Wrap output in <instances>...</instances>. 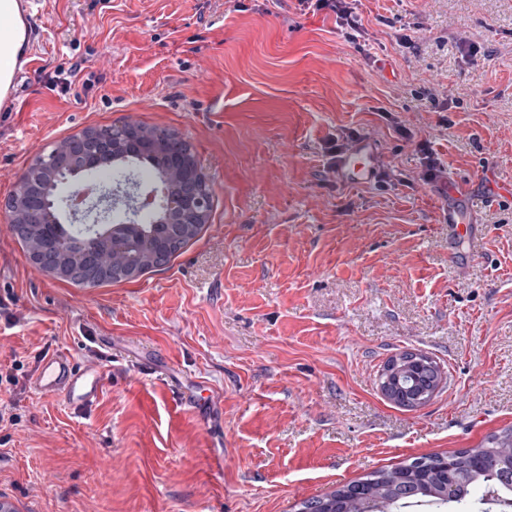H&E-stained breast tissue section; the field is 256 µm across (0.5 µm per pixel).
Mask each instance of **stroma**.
I'll return each instance as SVG.
<instances>
[{
    "instance_id": "stroma-1",
    "label": "stroma",
    "mask_w": 512,
    "mask_h": 512,
    "mask_svg": "<svg viewBox=\"0 0 512 512\" xmlns=\"http://www.w3.org/2000/svg\"><path fill=\"white\" fill-rule=\"evenodd\" d=\"M43 4L37 66L0 113V201L55 143L128 121L190 142L213 211L168 265L94 288L30 262L0 211V406L17 419L0 493L36 512H299L512 429V0H359L362 48L296 0ZM349 131L385 176L327 171L324 141ZM421 141L448 193L422 179ZM451 209L484 230L480 256L449 240ZM49 349L111 357L92 409L30 389ZM404 351L443 371L414 410L378 386ZM200 380L216 418L181 404Z\"/></svg>"
}]
</instances>
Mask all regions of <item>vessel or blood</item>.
Listing matches in <instances>:
<instances>
[{
	"instance_id": "vessel-or-blood-1",
	"label": "vessel or blood",
	"mask_w": 512,
	"mask_h": 512,
	"mask_svg": "<svg viewBox=\"0 0 512 512\" xmlns=\"http://www.w3.org/2000/svg\"><path fill=\"white\" fill-rule=\"evenodd\" d=\"M29 19L23 4L0 8V35L28 31ZM381 151L372 139L354 145L336 167V178L350 185L368 184L380 167ZM108 366L95 357L74 361L67 353L48 350L42 353L31 378L38 395L56 398L75 410L91 408L101 396Z\"/></svg>"
}]
</instances>
